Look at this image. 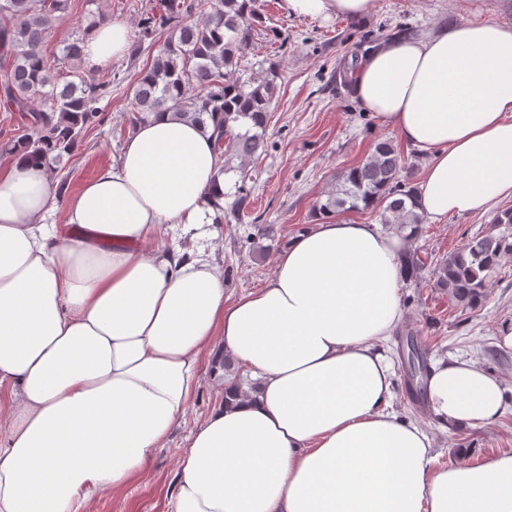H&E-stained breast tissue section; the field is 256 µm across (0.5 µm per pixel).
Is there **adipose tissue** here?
<instances>
[{"mask_svg": "<svg viewBox=\"0 0 512 512\" xmlns=\"http://www.w3.org/2000/svg\"><path fill=\"white\" fill-rule=\"evenodd\" d=\"M289 14L363 18L375 0H284ZM131 48L97 26L84 63ZM359 106L429 162L433 221L512 197V26L391 38L351 74ZM224 192L210 131L171 112L138 125L116 162L62 196L46 164L0 163V512H93L165 447L201 383L232 357L257 395L190 432L170 512H512V451L434 467L433 442L392 409L383 344L401 322L408 244L325 219L289 239L259 290L228 298L204 248ZM64 209L65 224L49 223ZM506 387L470 360L431 366L441 425L486 426Z\"/></svg>", "mask_w": 512, "mask_h": 512, "instance_id": "obj_1", "label": "adipose tissue"}]
</instances>
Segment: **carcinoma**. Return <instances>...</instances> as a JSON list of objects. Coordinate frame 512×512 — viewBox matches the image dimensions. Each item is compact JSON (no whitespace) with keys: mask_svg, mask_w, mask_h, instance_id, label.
I'll list each match as a JSON object with an SVG mask.
<instances>
[{"mask_svg":"<svg viewBox=\"0 0 512 512\" xmlns=\"http://www.w3.org/2000/svg\"><path fill=\"white\" fill-rule=\"evenodd\" d=\"M68 0H0V95L8 111L19 115L27 133L0 145V155L23 151L50 169L77 150L83 134L102 122L100 101L112 80L91 82L82 71L84 44L91 28L109 19L93 17L76 29L62 48L71 64L70 79L44 54L43 46ZM258 0H159L141 12L138 40L169 35L133 87L132 125L155 112H174L203 127L212 122L215 152L227 149L244 164L266 151L268 116L277 93L275 66L260 79L233 80L244 62L254 28L263 24ZM238 125L244 131L232 133ZM405 158L390 139L377 141L366 160L349 169L318 212L373 210L380 221L410 238L424 215L415 211L413 187L404 183ZM494 223L506 228L498 236L474 237L433 267L435 284L460 310L478 307L488 278L512 254V208L498 212Z\"/></svg>","mask_w":512,"mask_h":512,"instance_id":"obj_1","label":"carcinoma"}]
</instances>
